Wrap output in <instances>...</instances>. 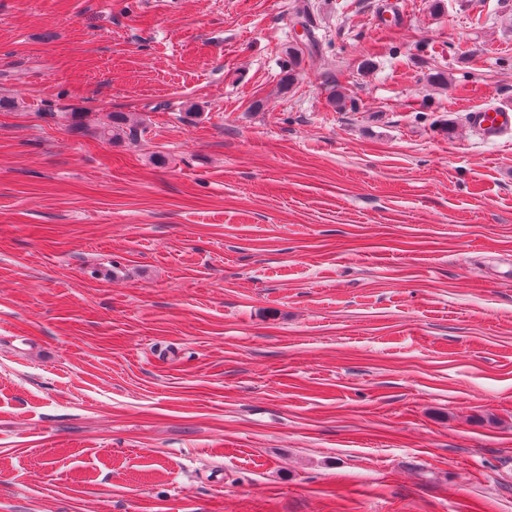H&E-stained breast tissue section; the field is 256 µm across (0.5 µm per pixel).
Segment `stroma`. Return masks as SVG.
<instances>
[{
	"mask_svg": "<svg viewBox=\"0 0 512 512\" xmlns=\"http://www.w3.org/2000/svg\"><path fill=\"white\" fill-rule=\"evenodd\" d=\"M0 97V512H512V0H0ZM470 127L486 139L512 134V107L495 106L469 113Z\"/></svg>",
	"mask_w": 512,
	"mask_h": 512,
	"instance_id": "stroma-1",
	"label": "stroma"
}]
</instances>
